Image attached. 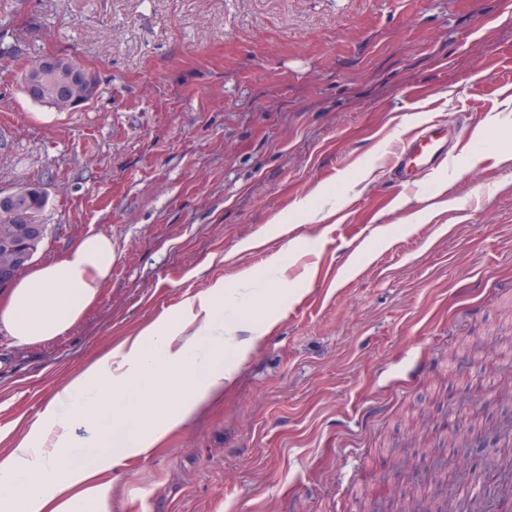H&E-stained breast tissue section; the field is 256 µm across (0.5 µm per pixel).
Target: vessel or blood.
Instances as JSON below:
<instances>
[{
	"label": "vessel or blood",
	"mask_w": 512,
	"mask_h": 512,
	"mask_svg": "<svg viewBox=\"0 0 512 512\" xmlns=\"http://www.w3.org/2000/svg\"><path fill=\"white\" fill-rule=\"evenodd\" d=\"M466 135L460 121L447 124L430 121L419 131L405 138L395 155L394 189H401L422 180L453 153L455 144Z\"/></svg>",
	"instance_id": "vessel-or-blood-1"
}]
</instances>
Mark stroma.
<instances>
[{"mask_svg":"<svg viewBox=\"0 0 512 512\" xmlns=\"http://www.w3.org/2000/svg\"><path fill=\"white\" fill-rule=\"evenodd\" d=\"M0 189L40 183L43 262L94 232L115 249L96 306L63 336L0 328V452L104 351L216 279L224 319L271 318L231 387L112 475V512H358L399 506L417 477L412 416L460 424L481 481L428 495L512 497L497 429L469 385L512 361L466 352L512 337V0H0ZM98 78L73 112L31 102L27 59ZM467 117V148L391 191L406 133ZM296 241L283 268L276 227ZM288 289L257 309L274 280Z\"/></svg>","mask_w":512,"mask_h":512,"instance_id":"35a3bbf8","label":"stroma"}]
</instances>
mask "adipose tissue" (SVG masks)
Here are the masks:
<instances>
[{"label":"adipose tissue","instance_id":"ef3b65f1","mask_svg":"<svg viewBox=\"0 0 512 512\" xmlns=\"http://www.w3.org/2000/svg\"><path fill=\"white\" fill-rule=\"evenodd\" d=\"M111 238L88 234L0 295V326L19 345L67 333L112 275ZM223 280L173 317L73 374L39 418L0 454V512H112L105 475L155 447L233 381L225 347L247 358L256 337L224 335ZM206 356H199L201 345Z\"/></svg>","mask_w":512,"mask_h":512}]
</instances>
